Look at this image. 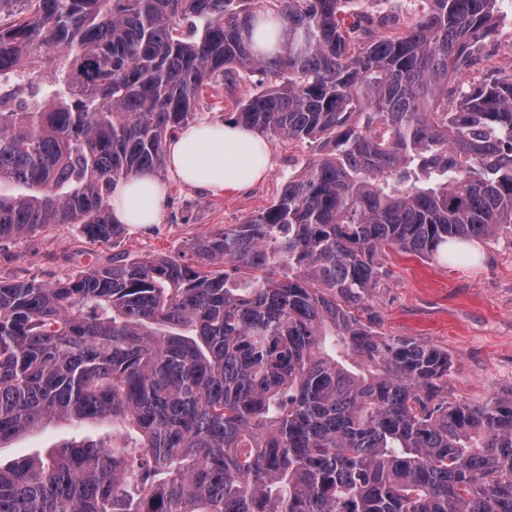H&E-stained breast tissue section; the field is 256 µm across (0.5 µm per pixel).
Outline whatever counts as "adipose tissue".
<instances>
[{"instance_id": "1", "label": "adipose tissue", "mask_w": 512, "mask_h": 512, "mask_svg": "<svg viewBox=\"0 0 512 512\" xmlns=\"http://www.w3.org/2000/svg\"><path fill=\"white\" fill-rule=\"evenodd\" d=\"M171 175L189 187L219 194L247 188L272 167L267 140L233 122L199 121L183 128L166 144ZM167 185L153 172L141 171L112 190V215L121 224L157 223Z\"/></svg>"}]
</instances>
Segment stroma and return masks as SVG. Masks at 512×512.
Here are the masks:
<instances>
[{
	"label": "stroma",
	"mask_w": 512,
	"mask_h": 512,
	"mask_svg": "<svg viewBox=\"0 0 512 512\" xmlns=\"http://www.w3.org/2000/svg\"><path fill=\"white\" fill-rule=\"evenodd\" d=\"M490 67L499 76L512 75L511 28L499 26L489 33L468 76L480 77ZM263 80L261 74L245 73L234 84L216 83L203 92L196 109L202 119H224ZM269 144L272 168L267 177L236 193L214 195L182 185L167 170H159V178L168 185L159 222L128 228L118 246L91 241L74 224H53L32 235L0 241V281L53 283L76 276L89 265L111 263L117 249L189 262L192 240L241 223L267 207L315 152L314 147L285 139L273 138ZM480 248L483 259L471 265L442 255L427 259L388 251L385 275L365 303L378 332L410 337L447 352L448 395L472 405L512 391V232H503ZM74 440H101L121 448L129 438L108 421L48 423L1 444L0 463L44 454Z\"/></svg>",
	"instance_id": "obj_1"
}]
</instances>
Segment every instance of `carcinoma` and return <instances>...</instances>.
Masks as SVG:
<instances>
[{
	"label": "carcinoma",
	"mask_w": 512,
	"mask_h": 512,
	"mask_svg": "<svg viewBox=\"0 0 512 512\" xmlns=\"http://www.w3.org/2000/svg\"><path fill=\"white\" fill-rule=\"evenodd\" d=\"M348 2L0 0V240L117 242L112 188L242 71L272 85L232 120L318 150L190 265L0 282V443L52 420L137 433L0 466V512H512V392L452 401L447 352L359 316L385 248L512 224V77L448 89L502 0H429L404 30Z\"/></svg>",
	"instance_id": "carcinoma-1"
}]
</instances>
